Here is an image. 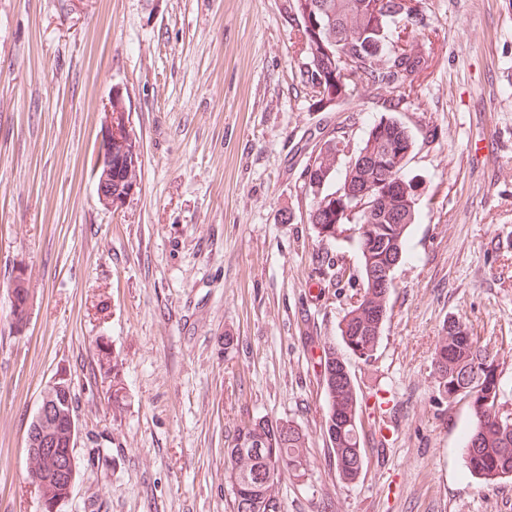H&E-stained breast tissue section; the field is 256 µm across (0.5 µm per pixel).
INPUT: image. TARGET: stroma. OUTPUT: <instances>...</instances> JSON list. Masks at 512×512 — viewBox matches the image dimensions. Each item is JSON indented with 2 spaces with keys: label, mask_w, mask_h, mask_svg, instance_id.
I'll list each match as a JSON object with an SVG mask.
<instances>
[{
  "label": "stroma",
  "mask_w": 512,
  "mask_h": 512,
  "mask_svg": "<svg viewBox=\"0 0 512 512\" xmlns=\"http://www.w3.org/2000/svg\"><path fill=\"white\" fill-rule=\"evenodd\" d=\"M422 13L432 63L396 114L422 193L380 344L350 361L364 465L346 484L318 357L359 296L360 254L318 236L303 169L339 127L359 147L379 105L359 91L315 111L284 0H0V512H40L24 440L58 376L78 462L59 512H230L224 445L255 416L308 437L307 476L278 486L285 512H512V481L466 468L469 400L433 383L459 321L512 413V0ZM117 93L140 179L108 210L93 162ZM20 264L22 336L3 287Z\"/></svg>",
  "instance_id": "35a3bbf8"
}]
</instances>
